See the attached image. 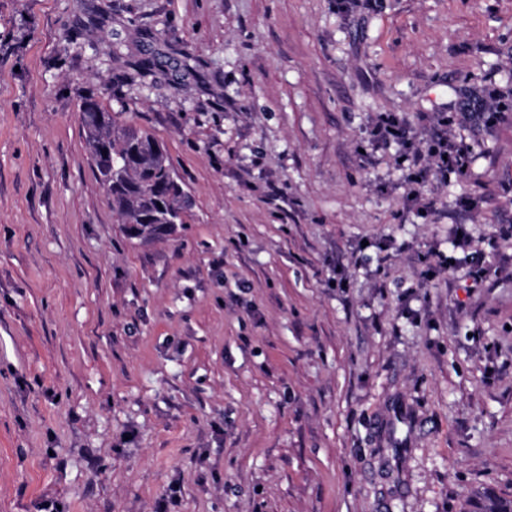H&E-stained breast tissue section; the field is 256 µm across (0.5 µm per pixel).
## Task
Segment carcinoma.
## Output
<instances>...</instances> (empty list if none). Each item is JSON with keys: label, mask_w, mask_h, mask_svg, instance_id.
Masks as SVG:
<instances>
[{"label": "carcinoma", "mask_w": 512, "mask_h": 512, "mask_svg": "<svg viewBox=\"0 0 512 512\" xmlns=\"http://www.w3.org/2000/svg\"><path fill=\"white\" fill-rule=\"evenodd\" d=\"M92 105L100 114L97 124H83L86 148L94 172L105 186L112 210L121 218L128 238L149 240L169 233L185 223L192 200L181 182L170 179L172 164L164 146L148 131L116 123L88 97L82 105ZM107 146L115 166L97 164L101 146ZM480 512H512V501L486 496Z\"/></svg>", "instance_id": "1"}]
</instances>
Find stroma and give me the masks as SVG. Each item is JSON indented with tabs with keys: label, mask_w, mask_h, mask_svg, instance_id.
<instances>
[{
	"label": "stroma",
	"mask_w": 512,
	"mask_h": 512,
	"mask_svg": "<svg viewBox=\"0 0 512 512\" xmlns=\"http://www.w3.org/2000/svg\"><path fill=\"white\" fill-rule=\"evenodd\" d=\"M485 90L512 0H0V512L512 500V118L416 200L360 156ZM88 95L164 145L174 233L126 238ZM459 224L482 287L428 270Z\"/></svg>",
	"instance_id": "35a3bbf8"
}]
</instances>
